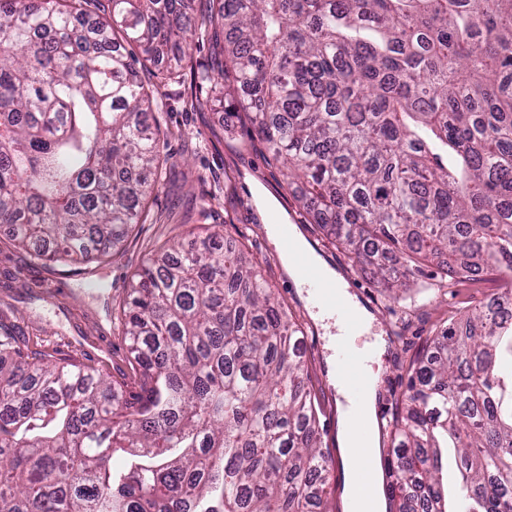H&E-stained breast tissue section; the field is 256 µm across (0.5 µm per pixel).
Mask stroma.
Returning a JSON list of instances; mask_svg holds the SVG:
<instances>
[{
  "label": "stroma",
  "mask_w": 512,
  "mask_h": 512,
  "mask_svg": "<svg viewBox=\"0 0 512 512\" xmlns=\"http://www.w3.org/2000/svg\"><path fill=\"white\" fill-rule=\"evenodd\" d=\"M214 53L212 41L197 43L191 59L182 63V82L158 90L157 101L169 130L160 150L168 164L157 196L148 205L146 223L137 225L105 261L85 263L77 271L31 262L24 252L0 242V319L13 325L30 348L53 350L63 357L83 356L112 380H130L133 371L118 312L145 254L190 230L208 227L228 240L247 233L248 250L276 297L305 322L306 332L316 344L307 357L323 409L320 426L331 459L325 510L343 512L338 396L325 362L328 339L338 328L333 324L321 328L311 318L310 307L284 271L279 252L271 248L253 185L270 193L289 223L297 226L372 310L375 322L361 335V342L386 333L389 348L381 362L377 398L383 416L393 415L406 378L405 365L423 339L495 297L507 279L490 270L476 279L459 274L445 281L436 262L427 261L421 263L417 279L428 284V292L390 300L382 281L371 271L354 266L299 206L286 187L281 168L261 142L249 141L247 126L200 88L197 75L211 63Z\"/></svg>",
  "instance_id": "stroma-1"
}]
</instances>
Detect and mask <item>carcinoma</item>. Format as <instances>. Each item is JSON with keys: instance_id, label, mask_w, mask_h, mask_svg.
<instances>
[{"instance_id": "1", "label": "carcinoma", "mask_w": 512, "mask_h": 512, "mask_svg": "<svg viewBox=\"0 0 512 512\" xmlns=\"http://www.w3.org/2000/svg\"><path fill=\"white\" fill-rule=\"evenodd\" d=\"M0 0V224L42 262L144 222L168 135L136 64L218 47L225 94L314 223L390 292L414 266L512 284V0ZM218 233L146 257L134 385L0 329V512H324L302 330ZM390 431L389 512H512V315L426 339ZM461 486L448 509L442 449ZM130 456L117 476L111 460Z\"/></svg>"}]
</instances>
